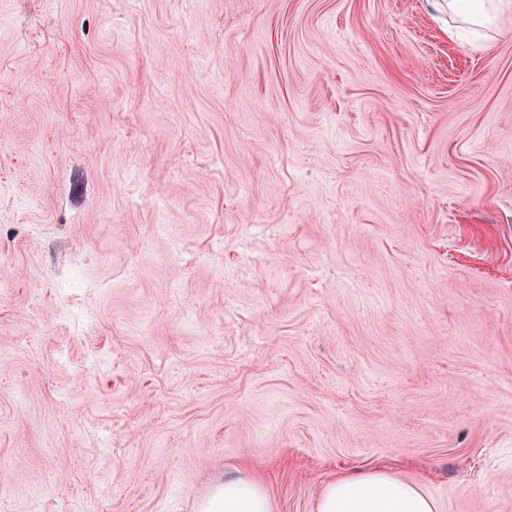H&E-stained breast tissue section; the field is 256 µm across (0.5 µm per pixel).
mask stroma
Masks as SVG:
<instances>
[{"label": "stroma", "mask_w": 512, "mask_h": 512, "mask_svg": "<svg viewBox=\"0 0 512 512\" xmlns=\"http://www.w3.org/2000/svg\"><path fill=\"white\" fill-rule=\"evenodd\" d=\"M455 25L0 0V512H512V13ZM315 512H437L435 500L416 482L382 467L343 473L330 481ZM272 502L267 490L247 477L224 480L207 501L203 512H271Z\"/></svg>", "instance_id": "stroma-1"}]
</instances>
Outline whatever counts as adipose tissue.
<instances>
[{
	"mask_svg": "<svg viewBox=\"0 0 512 512\" xmlns=\"http://www.w3.org/2000/svg\"><path fill=\"white\" fill-rule=\"evenodd\" d=\"M511 8L512 0H448L449 13L475 29H489ZM271 510L267 490L247 477L226 480L203 508V512ZM315 512H437V504L416 482L381 467H366L330 481L316 500Z\"/></svg>",
	"mask_w": 512,
	"mask_h": 512,
	"instance_id": "adipose-tissue-1",
	"label": "adipose tissue"
}]
</instances>
